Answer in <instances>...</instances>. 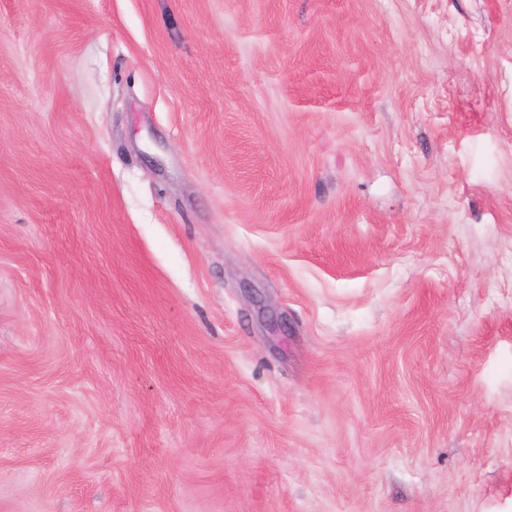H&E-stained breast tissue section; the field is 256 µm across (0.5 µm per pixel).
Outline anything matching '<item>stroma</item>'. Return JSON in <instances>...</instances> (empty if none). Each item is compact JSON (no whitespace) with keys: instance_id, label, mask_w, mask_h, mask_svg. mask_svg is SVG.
Listing matches in <instances>:
<instances>
[{"instance_id":"1","label":"stroma","mask_w":512,"mask_h":512,"mask_svg":"<svg viewBox=\"0 0 512 512\" xmlns=\"http://www.w3.org/2000/svg\"><path fill=\"white\" fill-rule=\"evenodd\" d=\"M0 512H512V0H0Z\"/></svg>"}]
</instances>
